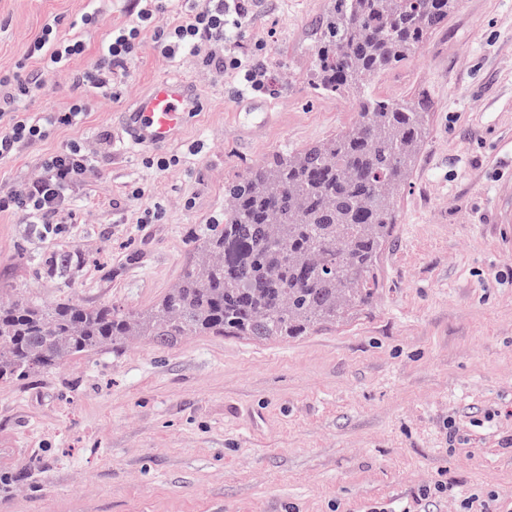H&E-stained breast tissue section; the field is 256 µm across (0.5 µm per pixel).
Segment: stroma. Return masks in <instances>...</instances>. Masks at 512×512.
Segmentation results:
<instances>
[{"mask_svg": "<svg viewBox=\"0 0 512 512\" xmlns=\"http://www.w3.org/2000/svg\"><path fill=\"white\" fill-rule=\"evenodd\" d=\"M331 0H251L230 49L260 56L279 90L239 99L237 72L160 52L150 34L101 102L74 88L129 0H0V75L34 66V38L85 13L83 55L24 99L30 113L83 98L74 127L0 161V186L33 176L73 142H99L98 182L60 235L0 215V299L110 304L141 313L195 259L224 215V185L248 167L349 130L348 97L309 80ZM192 81L198 112L155 149L121 117L163 79ZM372 94L423 103L422 137L391 198L394 226L368 300L307 335L139 337L0 382V512H512V0H459L447 22ZM178 164L161 173L152 156ZM146 193L130 202L126 191ZM165 210L136 224L137 209ZM81 256L62 274L39 261Z\"/></svg>", "mask_w": 512, "mask_h": 512, "instance_id": "stroma-1", "label": "stroma"}]
</instances>
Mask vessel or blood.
Wrapping results in <instances>:
<instances>
[{
  "label": "vessel or blood",
  "mask_w": 512,
  "mask_h": 512,
  "mask_svg": "<svg viewBox=\"0 0 512 512\" xmlns=\"http://www.w3.org/2000/svg\"><path fill=\"white\" fill-rule=\"evenodd\" d=\"M199 100L191 82L162 81L153 84L137 99L125 118L132 144L157 146L175 140L191 113L198 111Z\"/></svg>",
  "instance_id": "vessel-or-blood-1"
}]
</instances>
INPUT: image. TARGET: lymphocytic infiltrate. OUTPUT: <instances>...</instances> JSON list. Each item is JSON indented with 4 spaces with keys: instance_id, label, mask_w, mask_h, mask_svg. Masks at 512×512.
I'll return each mask as SVG.
<instances>
[{
    "instance_id": "f902f5d3",
    "label": "lymphocytic infiltrate",
    "mask_w": 512,
    "mask_h": 512,
    "mask_svg": "<svg viewBox=\"0 0 512 512\" xmlns=\"http://www.w3.org/2000/svg\"><path fill=\"white\" fill-rule=\"evenodd\" d=\"M162 9L163 0H144L135 21L112 30L99 48L94 68L76 74L75 84L111 97L113 77L128 74L141 47V35L149 29L154 43L165 54L203 58L216 70L243 72V83L250 90L264 88L265 68L256 62L243 63L227 49L233 30L241 27L246 16L243 0H176L173 19L160 24L156 14ZM95 21V16H81L71 24L72 36L65 39L58 36L54 25H46L30 49L31 55L41 58V66L30 69L21 79L0 77V160L40 143L53 128L81 121L86 106L80 100L66 111L35 116L20 111L19 104L40 88L47 70L64 67L85 52L79 32ZM91 158V151L76 143L55 153L41 163L33 178L0 188V213L20 216L28 224L59 228L70 210L75 189L99 178Z\"/></svg>"
}]
</instances>
